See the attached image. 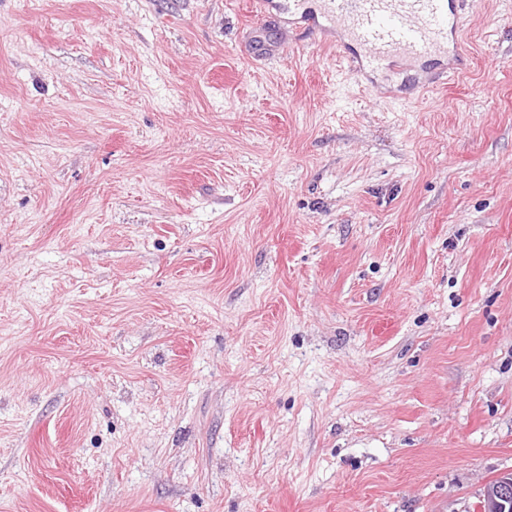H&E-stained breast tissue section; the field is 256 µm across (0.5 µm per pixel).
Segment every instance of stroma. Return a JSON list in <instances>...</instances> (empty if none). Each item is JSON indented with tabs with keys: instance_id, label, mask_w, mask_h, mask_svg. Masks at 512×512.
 <instances>
[{
	"instance_id": "35a3bbf8",
	"label": "stroma",
	"mask_w": 512,
	"mask_h": 512,
	"mask_svg": "<svg viewBox=\"0 0 512 512\" xmlns=\"http://www.w3.org/2000/svg\"><path fill=\"white\" fill-rule=\"evenodd\" d=\"M357 71L251 0H0V512H479L512 472V0Z\"/></svg>"
}]
</instances>
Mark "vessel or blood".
Returning <instances> with one entry per match:
<instances>
[{
	"label": "vessel or blood",
	"mask_w": 512,
	"mask_h": 512,
	"mask_svg": "<svg viewBox=\"0 0 512 512\" xmlns=\"http://www.w3.org/2000/svg\"><path fill=\"white\" fill-rule=\"evenodd\" d=\"M260 11L274 9L314 31L339 30L336 50L398 67H413L460 42L459 0H258Z\"/></svg>",
	"instance_id": "b4317fda"
}]
</instances>
